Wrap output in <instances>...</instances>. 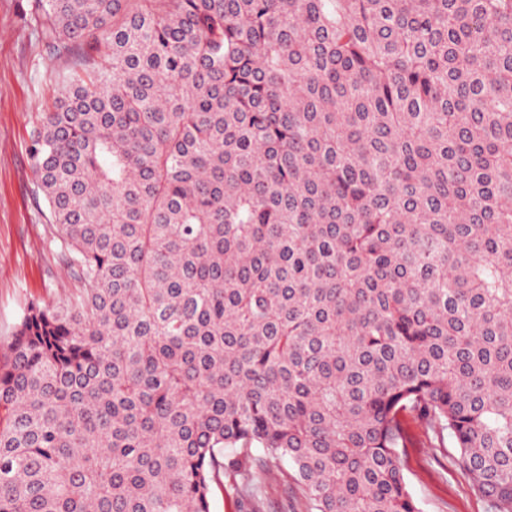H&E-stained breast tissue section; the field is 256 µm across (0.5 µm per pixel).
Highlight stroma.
<instances>
[{
    "instance_id": "stroma-1",
    "label": "stroma",
    "mask_w": 512,
    "mask_h": 512,
    "mask_svg": "<svg viewBox=\"0 0 512 512\" xmlns=\"http://www.w3.org/2000/svg\"><path fill=\"white\" fill-rule=\"evenodd\" d=\"M28 4L0 0V354L31 305H64L79 291L49 246L53 226L31 152L37 117L66 86L77 59L49 54L24 17ZM407 428L400 458L421 512H489L453 464L452 448L437 447L416 419Z\"/></svg>"
}]
</instances>
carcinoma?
Instances as JSON below:
<instances>
[{
	"instance_id": "1",
	"label": "carcinoma",
	"mask_w": 512,
	"mask_h": 512,
	"mask_svg": "<svg viewBox=\"0 0 512 512\" xmlns=\"http://www.w3.org/2000/svg\"><path fill=\"white\" fill-rule=\"evenodd\" d=\"M81 284L0 356V512H420L423 421L512 512V0H31ZM236 483L233 477L224 478V486H214L211 512H243L237 506ZM261 512H303L299 499L291 491L279 485L272 483L268 493L262 500Z\"/></svg>"
}]
</instances>
